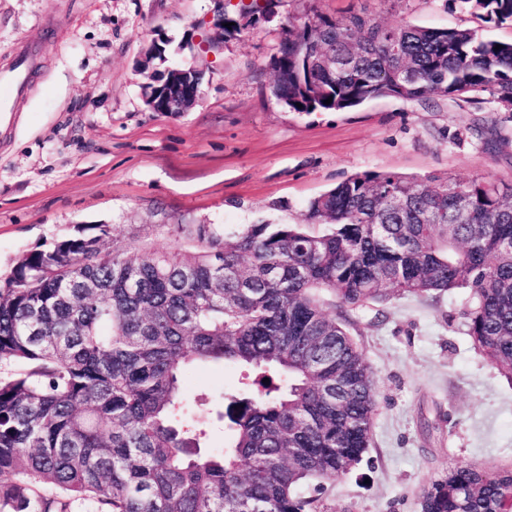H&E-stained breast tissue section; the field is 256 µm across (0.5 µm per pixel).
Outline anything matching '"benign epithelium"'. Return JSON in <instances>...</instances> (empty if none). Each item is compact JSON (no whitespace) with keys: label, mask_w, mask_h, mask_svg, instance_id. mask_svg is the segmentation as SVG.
I'll return each mask as SVG.
<instances>
[{"label":"benign epithelium","mask_w":512,"mask_h":512,"mask_svg":"<svg viewBox=\"0 0 512 512\" xmlns=\"http://www.w3.org/2000/svg\"><path fill=\"white\" fill-rule=\"evenodd\" d=\"M277 0H261L258 11L248 14L223 13L222 22L232 23L230 31L236 32L245 26L257 23L272 12V5ZM146 82L142 89L146 104L155 112H184L194 105L202 96L204 69L168 67L158 73L154 67L144 70Z\"/></svg>","instance_id":"benign-epithelium-1"}]
</instances>
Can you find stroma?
<instances>
[{"label":"stroma","instance_id":"1","mask_svg":"<svg viewBox=\"0 0 512 512\" xmlns=\"http://www.w3.org/2000/svg\"><path fill=\"white\" fill-rule=\"evenodd\" d=\"M221 0H0V67L38 48L29 88L0 130V280L23 254L96 224L127 239L134 224H298L308 202L366 171L512 185V111L441 97H383L342 111L294 112L271 93V65L289 25L360 12L386 26L467 28L451 0H277L275 15L197 43ZM204 70L184 112L146 104L142 60ZM468 292L394 295L345 323L378 390L372 439L333 481L298 496L320 512H418L425 487L451 466L512 465V381L472 346ZM240 368H191L188 396L238 388Z\"/></svg>","mask_w":512,"mask_h":512}]
</instances>
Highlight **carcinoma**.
<instances>
[{
	"instance_id": "carcinoma-1",
	"label": "carcinoma",
	"mask_w": 512,
	"mask_h": 512,
	"mask_svg": "<svg viewBox=\"0 0 512 512\" xmlns=\"http://www.w3.org/2000/svg\"><path fill=\"white\" fill-rule=\"evenodd\" d=\"M457 2L512 23V0ZM496 44L319 15L289 26L271 93L294 112L387 96L500 106L512 42ZM132 228L27 253L0 286V512H311L295 487L348 472L378 408L344 315L398 292L468 290L474 348L512 379V187L367 172L310 200L305 223L243 224L231 243L221 224ZM210 363L248 376L221 395L224 442L205 450L183 381ZM508 473L450 467L420 512H512Z\"/></svg>"
}]
</instances>
